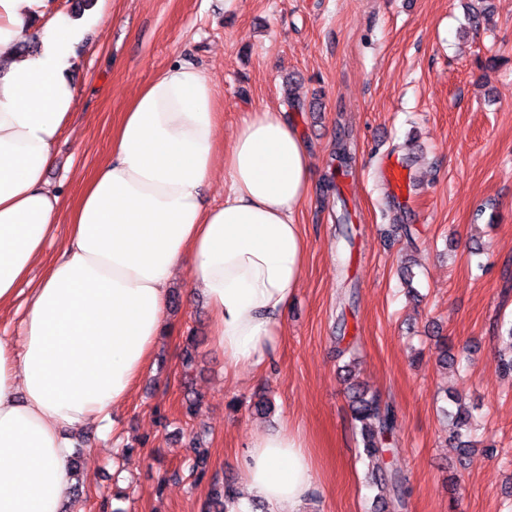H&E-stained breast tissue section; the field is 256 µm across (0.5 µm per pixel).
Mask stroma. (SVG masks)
<instances>
[{
  "instance_id": "obj_1",
  "label": "stroma",
  "mask_w": 512,
  "mask_h": 512,
  "mask_svg": "<svg viewBox=\"0 0 512 512\" xmlns=\"http://www.w3.org/2000/svg\"><path fill=\"white\" fill-rule=\"evenodd\" d=\"M467 0H107L77 52L80 94L46 178L74 202L110 157L114 126L138 89L172 60L207 68L222 92L221 145L246 113L299 99L291 117L317 184L297 213L307 239L300 286L263 374L224 375L212 315L186 271L170 284L175 325L111 422L84 429V512H99L122 473V512H204L208 482L184 470L201 433L211 473L238 481L255 430H298L314 463L310 512H512V0H491L490 28L467 29ZM496 65H489V58ZM351 160L338 193L320 188L338 144ZM419 189L397 198L389 162ZM348 222H341V215ZM352 228L351 239L341 235ZM411 254L416 297L400 278ZM357 337L344 371L336 326ZM199 345L184 370L183 341ZM448 343V362L436 344ZM398 416L392 464L403 502L365 481L349 387ZM201 408L183 414L187 393ZM461 394L477 429L461 454L442 413ZM267 397L270 414L251 404Z\"/></svg>"
}]
</instances>
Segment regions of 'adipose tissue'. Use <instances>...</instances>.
I'll return each mask as SVG.
<instances>
[{
  "instance_id": "adipose-tissue-1",
  "label": "adipose tissue",
  "mask_w": 512,
  "mask_h": 512,
  "mask_svg": "<svg viewBox=\"0 0 512 512\" xmlns=\"http://www.w3.org/2000/svg\"><path fill=\"white\" fill-rule=\"evenodd\" d=\"M47 0H0V306L9 304L60 223L62 256L32 288L18 344L0 339V512H64L72 432L109 420L147 369L168 288L187 269L213 316L224 374L259 373L277 349L300 286L307 241L296 220L314 171L284 109L250 112L228 150L219 90L177 60L135 94L111 155L72 208L50 188L54 147L79 95L71 78L85 22L47 15ZM38 42L36 53L15 46ZM224 180V202L202 191ZM231 512H307L305 439L255 431Z\"/></svg>"
}]
</instances>
